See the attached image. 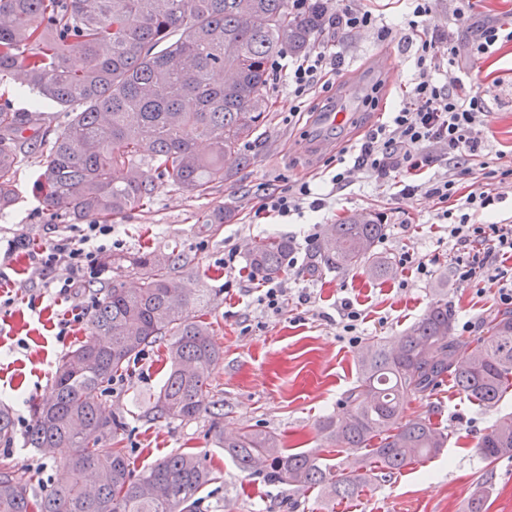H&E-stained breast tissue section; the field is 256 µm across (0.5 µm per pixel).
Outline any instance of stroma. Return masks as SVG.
I'll list each match as a JSON object with an SVG mask.
<instances>
[{"instance_id": "obj_1", "label": "stroma", "mask_w": 512, "mask_h": 512, "mask_svg": "<svg viewBox=\"0 0 512 512\" xmlns=\"http://www.w3.org/2000/svg\"><path fill=\"white\" fill-rule=\"evenodd\" d=\"M362 7L391 27V39L351 32L340 35L343 74L329 94L308 96L303 121L289 120L295 104L288 83L269 84L270 110L254 144L246 146L250 165L238 169L231 183L209 195L191 197L167 178L156 180L148 208L135 209L112 224V250L103 257L104 270L91 293L104 295L113 283L136 287L134 278L113 269L116 258L162 250L184 255L190 262L184 281L191 288L210 289L214 302L205 315L224 356L213 370L204 407L224 414V430L272 431L292 452L316 449L337 472H348L357 460L350 449L328 446L317 432L327 417L344 419V399L358 373V356L366 339L391 341L416 322L429 304L446 298L455 313L460 356L487 332L500 310L496 283L475 288L463 283L452 257L454 242L448 225L438 217L436 200L417 194L400 197L391 183L372 170L354 172L350 185L335 193L324 211L280 217L260 211L268 193L302 181L321 183L327 164L339 147L354 141L382 114L393 111L406 86L418 74L417 42L408 26L411 14L400 0H361ZM512 32V0H475L468 18L458 26L460 37L483 21ZM478 87L488 111L484 134L488 148L469 160L462 185L483 183L488 172L512 168V39H501L468 76ZM355 94L357 109L345 125L322 121L326 97ZM46 149L22 145L17 150L16 204L0 212V258L8 266L0 274V404L10 407L16 421L10 440H0V465L29 478L32 492L65 482L64 461L70 451L39 452L25 447L24 422L31 408L51 390L59 358L89 333L90 322L72 320L81 296H58L50 285L64 269L44 272L29 256L49 244L56 232L70 228L64 213L42 203L38 181ZM224 208L232 218L223 224L203 223L204 214ZM380 215L385 230L374 247L376 256L393 266L392 276L377 279L364 266L310 275L306 264L312 249L307 235L324 233L327 225L353 213ZM269 235L293 240L298 268L282 273L288 301L280 314L265 312L258 303L260 278L251 272L248 243ZM238 252L235 271L224 269V252ZM413 252L434 274L423 277L398 264ZM307 293L309 303L298 301ZM349 299L363 319L355 334L343 332L338 308ZM69 322L58 339L61 322ZM170 362L165 343L147 348L122 379L114 382L106 401L122 415L118 438L133 470H141L176 451L204 455L220 479L208 489L207 512H468L476 484H491L487 512H512V458L483 460L477 443L501 415L512 413V389L495 409L488 410L459 394L443 381L431 395L410 400L408 416L429 419L448 436L438 457L409 465L395 474L372 480L357 497L332 501L319 490L272 485L240 472L217 448L210 418L196 421H152L144 415L148 400L162 385Z\"/></svg>"}]
</instances>
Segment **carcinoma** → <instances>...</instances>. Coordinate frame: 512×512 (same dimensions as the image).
Listing matches in <instances>:
<instances>
[{
	"instance_id": "1",
	"label": "carcinoma",
	"mask_w": 512,
	"mask_h": 512,
	"mask_svg": "<svg viewBox=\"0 0 512 512\" xmlns=\"http://www.w3.org/2000/svg\"><path fill=\"white\" fill-rule=\"evenodd\" d=\"M316 0L298 15L288 0H0V80L36 94L32 112L0 111V211L16 200L17 145L48 137L43 102L72 110L49 142L39 179L47 209L74 220L94 214L109 223L150 203L154 174L203 196L231 181L248 163L242 150L265 118L268 62L305 51L323 24ZM199 139L210 152H197ZM385 225L371 214L330 226L313 267L348 270L364 264L387 278L393 268L375 259ZM292 241L267 236L249 252L252 271L285 270ZM178 254L142 252L129 271L140 285H112L100 299L90 332L58 361L52 391L33 406L31 448L69 447L70 479L34 496L25 475L0 468V512H200L217 477L193 452L161 458L133 474L126 452L102 443L123 428L103 401L131 361L157 342L167 346L170 371L148 402L155 420L192 421L221 357L199 312L207 288H184ZM455 318L448 301L430 304L405 333L371 341L346 395L348 420L322 421L334 447L358 448V466L336 477L319 454L290 453L274 432L243 428L224 435V414L210 412L214 442L240 471L273 485L318 487L332 498L356 495L368 478L390 475L438 456L447 435L429 420L405 414L450 377L457 390L486 409L512 387V310L496 315L455 363ZM489 462L512 457V415L501 417L477 444ZM490 486H478L468 512H486Z\"/></svg>"
}]
</instances>
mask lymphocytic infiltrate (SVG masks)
Listing matches in <instances>:
<instances>
[{
	"instance_id": "f902f5d3",
	"label": "lymphocytic infiltrate",
	"mask_w": 512,
	"mask_h": 512,
	"mask_svg": "<svg viewBox=\"0 0 512 512\" xmlns=\"http://www.w3.org/2000/svg\"><path fill=\"white\" fill-rule=\"evenodd\" d=\"M473 7L472 0H455L448 22L424 32L418 48L419 73L409 91V100L392 112L388 121L368 131L352 156H339V168L330 182L339 188L349 184L353 171L364 168L377 172L383 179L403 178L401 195L418 192L444 204L443 218L448 219V231L457 243L454 262L463 282L479 286L490 267L497 262L512 259L511 224H476L472 212L486 209L492 196L479 186L464 196V214H455L452 204L459 194L456 175L449 174L424 183L415 178L434 163L447 161L461 164L480 156L487 147L481 128L486 111L479 93H463L461 78L438 84L427 61L432 58L437 44L448 46L449 60L458 56L456 26ZM324 27L337 32L373 31L380 40L391 37L392 31L381 25L377 16L368 10H356L344 0H331L325 7ZM342 66L340 53H327L316 48L286 64L277 65V72L288 79V88L295 99L309 95L329 73ZM327 206L326 198L313 192L310 183L301 182L268 194L262 204L264 210L281 216L293 211L318 212ZM112 227L108 224H90L80 229L78 236H61L34 251L33 264L42 270L64 268L66 275L58 280V295L66 296L78 288L87 289L83 301L85 309L95 308L99 302L90 294L89 287L100 278V256L108 251Z\"/></svg>"
}]
</instances>
